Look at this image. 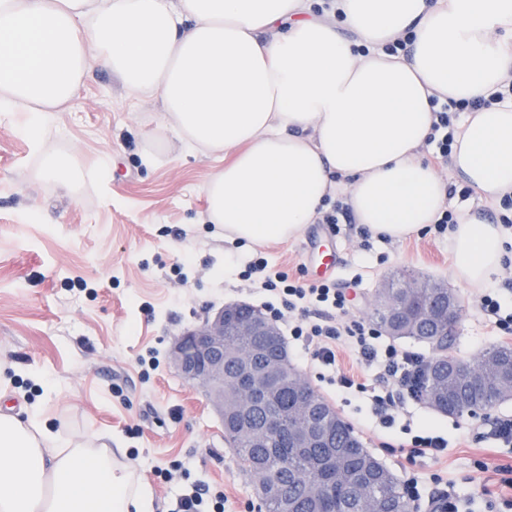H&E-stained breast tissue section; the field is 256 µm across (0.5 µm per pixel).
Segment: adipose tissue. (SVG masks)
Listing matches in <instances>:
<instances>
[{
  "label": "adipose tissue",
  "mask_w": 512,
  "mask_h": 512,
  "mask_svg": "<svg viewBox=\"0 0 512 512\" xmlns=\"http://www.w3.org/2000/svg\"><path fill=\"white\" fill-rule=\"evenodd\" d=\"M93 58L158 100V139L225 156L202 185L225 238L288 241L342 193L359 224L401 240L447 198L421 152L430 98L483 97L512 74V0H336L322 17L310 0H0V115L25 112L33 145ZM451 162L479 199L512 192V103L468 113ZM506 242L462 212L452 277L485 284ZM0 512H153V496L112 449L0 415Z\"/></svg>",
  "instance_id": "obj_1"
}]
</instances>
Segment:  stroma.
Instances as JSON below:
<instances>
[{"label":"stroma","mask_w":512,"mask_h":512,"mask_svg":"<svg viewBox=\"0 0 512 512\" xmlns=\"http://www.w3.org/2000/svg\"><path fill=\"white\" fill-rule=\"evenodd\" d=\"M163 121L158 103L132 98L111 70L93 65L73 108L55 112L57 135L33 149L15 123L0 122V414L38 413L42 424L88 448L125 449L124 464L149 485L154 512H171L181 490L210 485L226 497L224 512H261L254 480L244 472L224 425L201 388L171 366L175 336L232 301L260 306V290L239 273L265 256L296 273L314 244L339 248L336 278L351 312L371 315L375 289L407 270L446 282L463 301L449 353L469 362L502 344L475 306L478 288L452 279L449 238H374L361 246L360 224L333 236L305 225L294 238L261 248L238 246L206 219L203 180L224 162L189 152L181 141H153ZM153 151L154 165L142 156ZM67 155L76 181L43 173L47 159ZM288 352L312 388L339 411L355 435L397 476L418 480L415 512L428 496L475 495L505 512L512 447L479 440L492 418L512 415V400L491 413L446 416L425 404L402 406L383 429L369 393H337L296 343ZM427 426L448 440L440 458L407 457L410 433ZM396 452L381 448V440Z\"/></svg>","instance_id":"obj_1"}]
</instances>
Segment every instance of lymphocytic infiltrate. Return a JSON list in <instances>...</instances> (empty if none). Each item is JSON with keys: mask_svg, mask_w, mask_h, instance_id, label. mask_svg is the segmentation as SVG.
I'll list each match as a JSON object with an SVG mask.
<instances>
[{"mask_svg": "<svg viewBox=\"0 0 512 512\" xmlns=\"http://www.w3.org/2000/svg\"><path fill=\"white\" fill-rule=\"evenodd\" d=\"M508 97L512 98L511 77L503 81L491 98L438 103L427 146L433 148L436 156L449 158L457 133L456 113L487 108ZM240 276L257 282L269 294L264 307L273 318H281L286 310L300 312V319L289 323L288 332L310 348L312 359L321 366L335 367L338 349L343 346L372 369L378 387L372 397L373 411L383 427L394 425L400 405L418 401L427 356L381 343V334L373 321L351 316L348 295L335 282L294 279L262 257L249 261Z\"/></svg>", "mask_w": 512, "mask_h": 512, "instance_id": "f902f5d3", "label": "lymphocytic infiltrate"}]
</instances>
